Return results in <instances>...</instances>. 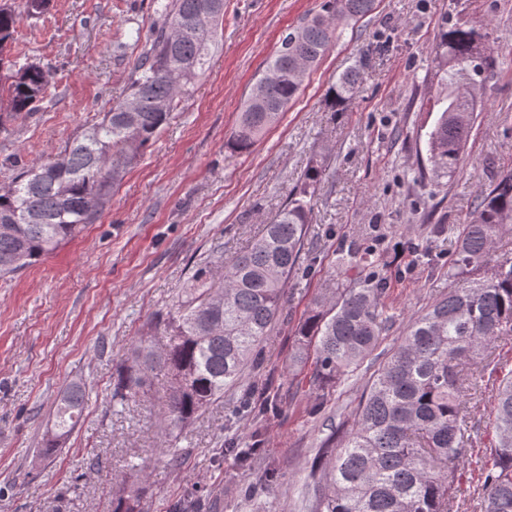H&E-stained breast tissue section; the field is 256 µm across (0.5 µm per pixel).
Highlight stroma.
I'll list each match as a JSON object with an SVG mask.
<instances>
[{"label":"stroma","mask_w":512,"mask_h":512,"mask_svg":"<svg viewBox=\"0 0 512 512\" xmlns=\"http://www.w3.org/2000/svg\"><path fill=\"white\" fill-rule=\"evenodd\" d=\"M320 4L224 0L209 69L110 206L45 260L0 278V512H112L113 479L129 459L144 468L145 512H169L200 490L205 512H312V462L352 421L370 377L360 369L324 389L309 369L288 366L295 327L329 284L332 252L369 242L393 272L387 304L396 323L381 343L390 349L412 316L447 295L456 226L472 217L491 179L512 169V0H376L370 15L342 22L341 39L280 121L250 152H234L241 104L266 59ZM156 19L154 0H50L40 17L20 18L9 58L41 65L48 86L35 112L0 118V187L63 152L122 97L140 52L127 32L137 25L150 36ZM445 21L482 32L496 67L457 169L422 180L427 133L445 96L430 47ZM367 50L359 93L332 112L328 87ZM313 161L322 176L303 256L316 264L290 280L287 316L244 378L277 406L253 422L238 411L241 390L226 392L184 428L182 463L171 467L159 451L156 407L136 401L113 409L116 366L156 314L177 306L197 269L260 234ZM411 238L427 245L437 266L414 261ZM74 382L87 388L83 420L43 458L53 402ZM492 385L488 379L467 393L476 455L494 439ZM231 443L259 454L240 462L226 451ZM270 467L279 472L273 484L265 479Z\"/></svg>","instance_id":"1"}]
</instances>
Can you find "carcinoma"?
Instances as JSON below:
<instances>
[{
  "label": "carcinoma",
  "mask_w": 512,
  "mask_h": 512,
  "mask_svg": "<svg viewBox=\"0 0 512 512\" xmlns=\"http://www.w3.org/2000/svg\"><path fill=\"white\" fill-rule=\"evenodd\" d=\"M210 23L198 26L202 0H163L161 21L136 58L128 93L102 120L77 134L64 152L21 172L0 190V276L16 275L54 253L86 224H92L146 145L187 97L205 69L224 19V0ZM375 0H323L319 12L283 39L288 50L267 61L265 79L247 94L231 138L233 150H250L297 97L305 75L341 32L335 21L358 20ZM18 15L0 7V41L13 39ZM448 86V105L427 139V165L420 178L452 173L472 129L475 92L495 67L485 36L473 27L443 22L430 48ZM370 54L336 77L326 103L343 111L359 91ZM46 73L36 64L18 68L0 84L15 119L34 111L43 98ZM310 166L287 204L262 235L231 259L198 269L177 308L140 337L112 382V402L159 398L166 425L161 453L181 464L176 441L182 428L224 390L243 388L247 366L262 360L273 324L286 318L288 278L299 268L309 227L313 188ZM40 213L37 224L28 211ZM512 229V170L500 174L477 196L475 215L457 234L448 295L413 316L399 342L372 374L340 448L320 449L311 469L318 492L314 512H453L458 466L468 458L464 393L497 374L489 425L492 446L475 460L482 478V512H512V368L503 370L491 345L512 336V261L493 262L496 240ZM332 285L315 298L295 328L293 368L311 367L318 386L334 387L350 372L375 360L382 336L395 316L382 298L390 275L376 249L367 245L335 251ZM87 392L72 384L57 400L53 428L42 454L50 456L77 425ZM273 404L255 387L244 388L239 409L255 417ZM135 480L119 482L113 512H143L145 475L130 461ZM200 495L174 503L170 512H203Z\"/></svg>",
  "instance_id": "obj_1"
}]
</instances>
